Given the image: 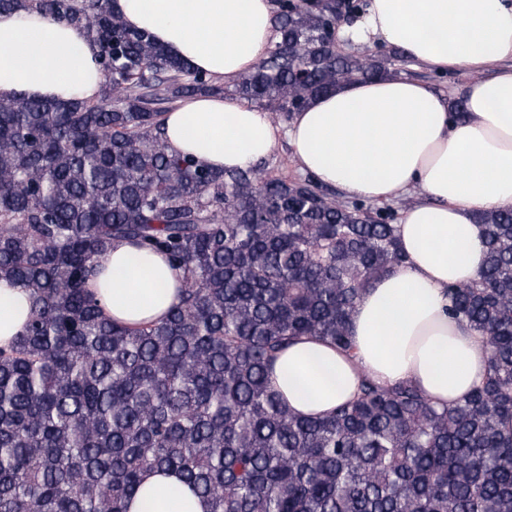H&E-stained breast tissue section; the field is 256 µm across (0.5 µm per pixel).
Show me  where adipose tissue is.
<instances>
[{"label":"adipose tissue","mask_w":512,"mask_h":512,"mask_svg":"<svg viewBox=\"0 0 512 512\" xmlns=\"http://www.w3.org/2000/svg\"><path fill=\"white\" fill-rule=\"evenodd\" d=\"M125 23L227 82L251 71L275 39L274 0H115ZM343 43L397 47L441 72L473 78L464 112L424 82L356 79L295 112L287 130L231 96L200 94L162 115L170 151L212 169L250 168L287 138L301 171L343 197H412L396 226L405 263L362 294L346 352L305 336L276 360L271 386L289 407L321 416L353 400L362 375L409 382L431 403L468 396L489 372L485 336L448 312V288L476 279L481 213L512 207V0H369L339 31ZM99 48L82 31L34 11L0 13V98L94 100ZM140 254L139 266L129 258ZM183 272L165 256L114 244L90 282L107 315L127 326L163 318ZM30 315L28 288L0 280V347ZM128 512H208L172 474L150 473Z\"/></svg>","instance_id":"obj_1"}]
</instances>
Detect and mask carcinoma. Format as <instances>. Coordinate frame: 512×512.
I'll list each match as a JSON object with an SVG mask.
<instances>
[{
  "label": "carcinoma",
  "mask_w": 512,
  "mask_h": 512,
  "mask_svg": "<svg viewBox=\"0 0 512 512\" xmlns=\"http://www.w3.org/2000/svg\"><path fill=\"white\" fill-rule=\"evenodd\" d=\"M339 1L362 10L279 0L238 96L289 119L290 101L388 74L327 47ZM111 2L0 0L80 28L104 76L93 101L0 99V279L33 291L0 347V512H127L148 471L177 474L209 512H512V209L480 216L484 264L448 288L449 313L486 336L481 385L436 406L364 375L332 414H293L268 370L301 336L352 350L362 293L405 261L392 215L170 152L161 104L223 88ZM118 241L184 270L163 320L118 324L86 287Z\"/></svg>",
  "instance_id": "1"
}]
</instances>
